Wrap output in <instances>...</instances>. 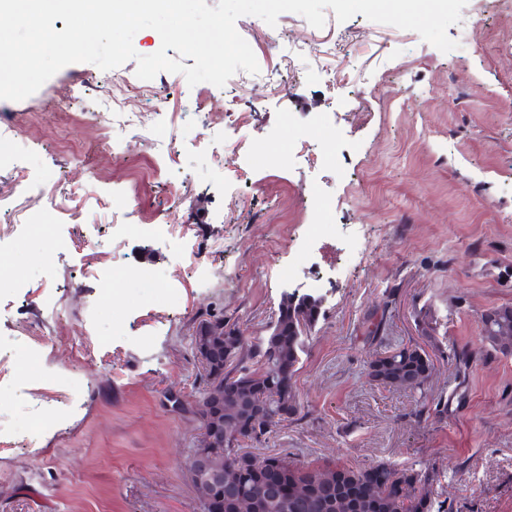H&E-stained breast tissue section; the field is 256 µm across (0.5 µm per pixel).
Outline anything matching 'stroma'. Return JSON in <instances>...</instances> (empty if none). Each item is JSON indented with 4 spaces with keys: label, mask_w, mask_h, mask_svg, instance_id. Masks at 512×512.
I'll return each instance as SVG.
<instances>
[{
    "label": "stroma",
    "mask_w": 512,
    "mask_h": 512,
    "mask_svg": "<svg viewBox=\"0 0 512 512\" xmlns=\"http://www.w3.org/2000/svg\"><path fill=\"white\" fill-rule=\"evenodd\" d=\"M464 12L479 24L465 41L450 26L459 46L447 53L360 14L341 23L326 10L320 29L294 13L273 26L240 17L279 83L158 73L133 101L163 126L162 155L133 136L113 155L101 117L53 109L81 86L97 96L110 74L93 64L0 100V133L23 146L0 165V512H201L186 471L199 423L164 399L197 392L191 329L220 309L263 334L283 292H307L314 277L324 315L296 376L301 412L270 448L300 465L430 466L448 512H512V353L492 350L481 323L512 305V9L468 0ZM294 43L331 53L316 63L289 54ZM228 111L238 120L227 130ZM316 121L322 133L303 136ZM266 152L289 153L288 167L254 164ZM173 189L185 208L173 209ZM314 193L335 207L311 208ZM161 213L160 235L134 232ZM45 216L63 243L50 258L29 229ZM310 224L331 231L310 240ZM132 263L160 271L166 300H138L121 276L97 288L100 267ZM289 265L293 278H280ZM371 314L389 343H424L427 395L447 414H418L416 395L367 377L380 351ZM17 344L40 350L42 377L16 364ZM69 379L81 400L28 442L32 414L67 403Z\"/></svg>",
    "instance_id": "1"
}]
</instances>
